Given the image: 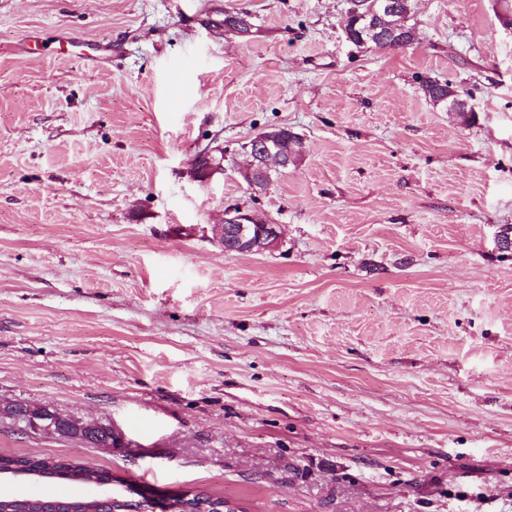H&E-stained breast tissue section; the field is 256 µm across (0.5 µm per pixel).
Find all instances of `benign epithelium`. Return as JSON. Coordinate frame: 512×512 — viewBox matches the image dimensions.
Instances as JSON below:
<instances>
[{
	"mask_svg": "<svg viewBox=\"0 0 512 512\" xmlns=\"http://www.w3.org/2000/svg\"><path fill=\"white\" fill-rule=\"evenodd\" d=\"M252 155L251 166L246 171L251 188L263 191L272 181V172L278 167L270 159L277 158L280 165L288 167L301 151L288 152L283 148L279 132L258 135L247 147ZM197 157L207 161L203 167L192 165L191 178L207 183L215 173L224 170L223 161L212 151L204 150ZM213 240L226 252L261 253L277 248L282 242L280 226L272 224L253 211L240 207L224 210V223L212 226ZM0 420L11 424L31 436L60 437L90 445H109L113 448H134V444L112 423L83 422L50 406H32L24 402L0 403ZM112 483L122 486L131 507L122 512H175L176 494L160 495L121 476L112 477Z\"/></svg>",
	"mask_w": 512,
	"mask_h": 512,
	"instance_id": "benign-epithelium-1",
	"label": "benign epithelium"
}]
</instances>
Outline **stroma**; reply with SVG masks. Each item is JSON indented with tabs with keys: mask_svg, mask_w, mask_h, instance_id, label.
I'll return each instance as SVG.
<instances>
[{
	"mask_svg": "<svg viewBox=\"0 0 512 512\" xmlns=\"http://www.w3.org/2000/svg\"><path fill=\"white\" fill-rule=\"evenodd\" d=\"M348 7L0 0V402L134 442L1 428L0 455L246 512H512V0H409L396 50L348 41ZM274 126L303 153L256 192ZM237 206L281 245L224 252ZM450 84V81H441L432 77H426L421 78L420 80V90L425 98L433 105H453L454 109H456L461 103L466 105V102L459 98V95L455 90L448 91V85ZM447 97L448 101L445 102ZM274 128L281 129L283 127ZM283 129L292 137L294 141H297V143H292L291 148H300L298 151L297 149H294L293 152L288 153L289 145L287 149L283 148V141L280 139L279 134L280 130L273 133L256 136L252 139L251 144L249 143V146L247 147V154L252 155L253 160L251 166L246 171V175L249 176L251 183L250 187L256 192L263 191L267 188V186H269L272 181L273 171L279 172L280 168H288V165L295 162L302 153V138L297 133L288 128ZM274 157L278 159L281 166L276 167L271 165L270 159ZM196 157L205 159L207 164L203 167H198L196 165ZM223 162L224 161L217 158L212 151L203 150L195 156L194 163L190 170L191 178L199 183H208L215 173L224 170ZM0 419L31 436L60 437L90 445L130 448L134 443L111 422H83L50 406L24 402L0 403Z\"/></svg>",
	"mask_w": 512,
	"mask_h": 512,
	"instance_id": "35a3bbf8",
	"label": "stroma"
}]
</instances>
